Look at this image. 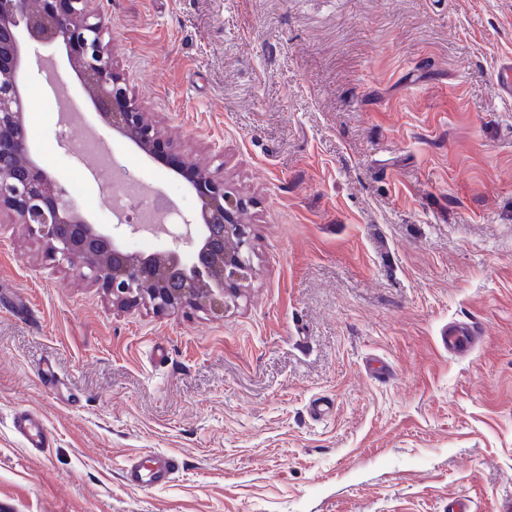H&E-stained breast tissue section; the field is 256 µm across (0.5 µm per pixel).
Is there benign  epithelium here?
I'll return each mask as SVG.
<instances>
[{
  "label": "benign epithelium",
  "mask_w": 512,
  "mask_h": 512,
  "mask_svg": "<svg viewBox=\"0 0 512 512\" xmlns=\"http://www.w3.org/2000/svg\"><path fill=\"white\" fill-rule=\"evenodd\" d=\"M91 0H0V213L39 233L49 260L77 266L112 299L156 312L186 307L222 309L241 295L253 271L254 244L240 213L248 201L187 155H173L149 113L131 100L112 67L101 18ZM59 44L104 122L141 152L192 185L200 209L177 232L165 224L134 230L170 238L163 252H131L102 224H93L66 188L33 157L20 75L28 41Z\"/></svg>",
  "instance_id": "1"
}]
</instances>
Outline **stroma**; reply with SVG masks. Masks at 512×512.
I'll list each match as a JSON object with an SVG mask.
<instances>
[{"label": "stroma", "instance_id": "35a3bbf8", "mask_svg": "<svg viewBox=\"0 0 512 512\" xmlns=\"http://www.w3.org/2000/svg\"><path fill=\"white\" fill-rule=\"evenodd\" d=\"M130 94L172 147L250 199L225 313L119 309L0 214V512H512V0H93ZM39 163L127 244L128 172L195 217L189 184L79 106L61 126L29 42ZM110 171L81 167L85 131ZM451 322L480 335L454 355ZM51 363L57 390L39 367ZM41 413L34 455L13 428ZM174 452L165 487L134 455ZM182 466L181 458L171 453H154L143 462V457L129 459L123 467L128 486L156 489L166 486Z\"/></svg>", "mask_w": 512, "mask_h": 512}]
</instances>
